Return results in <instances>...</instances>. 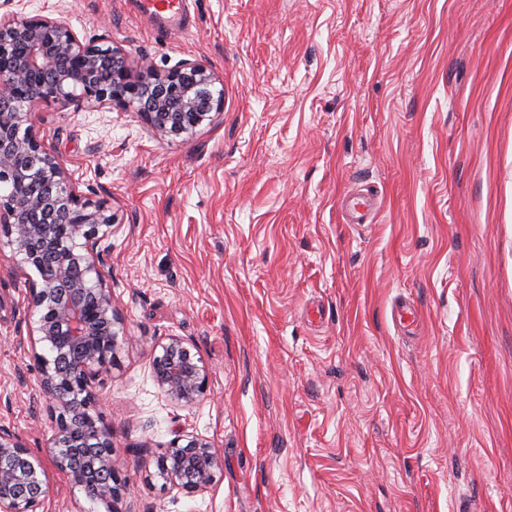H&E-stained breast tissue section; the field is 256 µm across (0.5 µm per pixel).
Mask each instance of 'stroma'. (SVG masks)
Listing matches in <instances>:
<instances>
[{
	"instance_id": "35a3bbf8",
	"label": "stroma",
	"mask_w": 512,
	"mask_h": 512,
	"mask_svg": "<svg viewBox=\"0 0 512 512\" xmlns=\"http://www.w3.org/2000/svg\"><path fill=\"white\" fill-rule=\"evenodd\" d=\"M7 12L161 71L198 60L224 98L179 137L116 107L32 114L115 215L124 334L96 398L119 512H512V0H190L179 31L138 0ZM358 192L375 210L351 224ZM36 276L0 236V426L45 467L42 512H107L51 462ZM172 336L207 368L190 405L154 379ZM182 430L222 459L192 496L156 475Z\"/></svg>"
}]
</instances>
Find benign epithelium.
<instances>
[{"label": "benign epithelium", "instance_id": "benign-epithelium-1", "mask_svg": "<svg viewBox=\"0 0 512 512\" xmlns=\"http://www.w3.org/2000/svg\"><path fill=\"white\" fill-rule=\"evenodd\" d=\"M214 83V74L196 60L160 72L144 61L131 64L106 35L83 42L58 19L0 15V183H13L0 192V234L13 247L17 266L44 271L30 283L27 300L38 313L30 335L47 349L36 361L57 426L52 463L91 500L109 507L129 491L93 393L111 372L123 331L112 289L99 271L100 228L115 218L104 203L76 191L65 164L40 141L31 115L43 102L76 111L115 106L138 113L156 135L177 137L223 112L222 96L211 90ZM153 370L159 388L177 403L191 404L207 391L204 363L177 336L160 345ZM77 401L101 448L100 473L92 484L71 469ZM160 462L166 482L191 495L209 489L221 466L209 441L189 433L177 434ZM46 485L42 463L1 427L0 512H39Z\"/></svg>", "mask_w": 512, "mask_h": 512}]
</instances>
